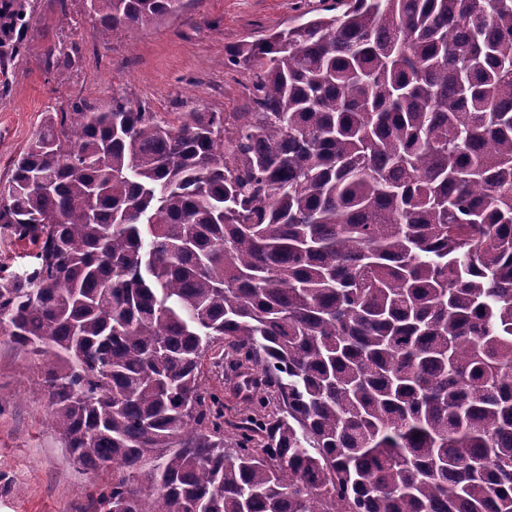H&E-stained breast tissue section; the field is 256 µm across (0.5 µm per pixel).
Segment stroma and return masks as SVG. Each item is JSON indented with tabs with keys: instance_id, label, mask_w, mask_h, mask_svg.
Here are the masks:
<instances>
[{
	"instance_id": "1",
	"label": "stroma",
	"mask_w": 512,
	"mask_h": 512,
	"mask_svg": "<svg viewBox=\"0 0 512 512\" xmlns=\"http://www.w3.org/2000/svg\"><path fill=\"white\" fill-rule=\"evenodd\" d=\"M24 49L0 67V180L26 150L46 113L121 99L173 117L177 112L248 111L251 82L224 61L238 45L317 16L322 0H183L167 20L92 35L88 0H23ZM35 356L0 337V512H84L86 487L106 473L69 462L48 417Z\"/></svg>"
}]
</instances>
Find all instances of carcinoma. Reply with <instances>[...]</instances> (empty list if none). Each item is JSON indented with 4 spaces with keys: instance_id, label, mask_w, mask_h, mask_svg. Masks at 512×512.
Segmentation results:
<instances>
[{
    "instance_id": "1",
    "label": "carcinoma",
    "mask_w": 512,
    "mask_h": 512,
    "mask_svg": "<svg viewBox=\"0 0 512 512\" xmlns=\"http://www.w3.org/2000/svg\"><path fill=\"white\" fill-rule=\"evenodd\" d=\"M325 11L233 51L253 111L51 112L0 183V334L92 512H512V0ZM228 354L276 411L226 444ZM33 252L32 246L25 248L12 238L0 235V265L21 271L35 261Z\"/></svg>"
}]
</instances>
